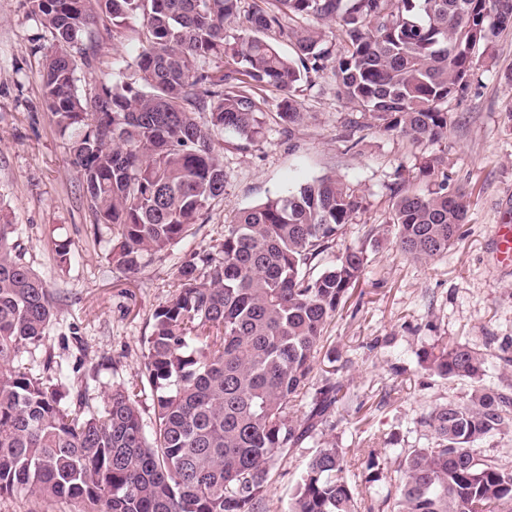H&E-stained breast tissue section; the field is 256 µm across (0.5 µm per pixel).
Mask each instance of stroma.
Segmentation results:
<instances>
[{"label":"stroma","mask_w":512,"mask_h":512,"mask_svg":"<svg viewBox=\"0 0 512 512\" xmlns=\"http://www.w3.org/2000/svg\"><path fill=\"white\" fill-rule=\"evenodd\" d=\"M141 26V18L132 17L119 28L97 27L99 52L113 71L136 55ZM50 38L24 0H0V216L21 227L26 258L53 293L56 319L45 351L59 356L70 378L97 396L118 384L140 383L141 340L171 291L179 262L207 248L217 227L238 210L323 176L357 187L365 208L324 257L328 266L371 229L385 231L398 180L410 190H426L418 177L423 156L445 157L451 185L470 196L464 236L447 256L420 263L401 255L385 231L332 319L310 379L316 388L334 371L358 401L335 413L314 439L282 451L262 504V512H288L306 462L321 439L332 436L348 453L362 508L393 512L387 495L399 480L400 460L434 441L421 417L437 405L466 401L472 392L471 383L428 375L418 353L441 340L467 343L489 360L485 384L512 390V366L498 359L502 338L512 336V272H500L492 260L493 228L512 212V31L495 39L467 90L449 100L454 124L435 144L417 146L370 127L360 108L337 99L327 72L299 88L308 118L291 129L275 118L280 93L263 89V134L248 143L228 132L216 146L224 166L223 200L206 224L135 276L108 264L65 149L67 138L46 110L42 57L31 49ZM61 241L72 249L65 270L56 263ZM374 460L382 476L376 483Z\"/></svg>","instance_id":"1"}]
</instances>
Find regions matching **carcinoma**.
I'll use <instances>...</instances> for the list:
<instances>
[{
    "mask_svg": "<svg viewBox=\"0 0 512 512\" xmlns=\"http://www.w3.org/2000/svg\"><path fill=\"white\" fill-rule=\"evenodd\" d=\"M52 35L43 97L81 180L109 263L137 274L224 198L216 139L251 142L264 128L257 90L280 91L279 120L301 124L300 84L330 69L338 94L376 128L409 142L448 135L445 104L467 89L480 50L512 30V0H25ZM142 18L139 50L115 80L98 67L95 27ZM341 26L338 48L324 26ZM292 46L279 51L273 37ZM93 86L79 89L82 74ZM425 193L393 188L397 250L415 262L448 254L469 202L442 157L422 158ZM363 209L332 176L241 210L212 245L185 258L175 290L143 337L153 433L137 391L117 385L97 404L48 353L34 354L55 316L47 282L0 221V497L61 499L82 512H257L284 448L315 435L351 400L310 374L331 318L368 263L350 248L313 273ZM432 376L474 384L465 402L422 419L434 446L399 464L396 512H512V471L478 455L512 434V395L482 384L487 357L461 342L418 355ZM300 403L302 417L290 415ZM336 439L308 460L288 512H358Z\"/></svg>",
    "mask_w": 512,
    "mask_h": 512,
    "instance_id": "carcinoma-1",
    "label": "carcinoma"
}]
</instances>
